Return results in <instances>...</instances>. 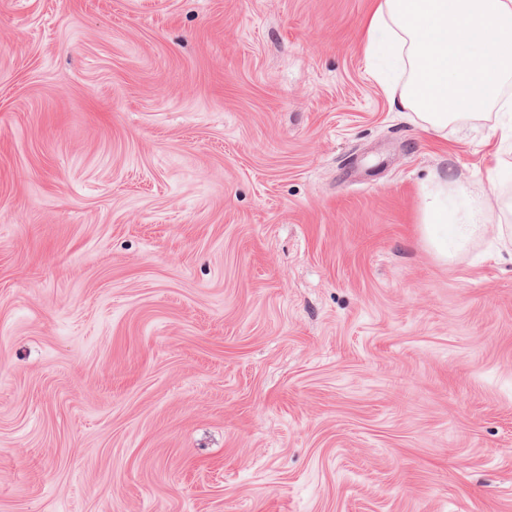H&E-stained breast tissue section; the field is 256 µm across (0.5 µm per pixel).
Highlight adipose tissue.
I'll return each mask as SVG.
<instances>
[{"instance_id":"adipose-tissue-1","label":"adipose tissue","mask_w":512,"mask_h":512,"mask_svg":"<svg viewBox=\"0 0 512 512\" xmlns=\"http://www.w3.org/2000/svg\"><path fill=\"white\" fill-rule=\"evenodd\" d=\"M366 26L369 55L389 57L407 73L398 105L424 128L443 133L498 105L490 132L500 147L490 172L496 183L512 176V102L500 90L512 74V0H378ZM422 219L441 262L487 238L512 257V198H489L436 170L424 187Z\"/></svg>"}]
</instances>
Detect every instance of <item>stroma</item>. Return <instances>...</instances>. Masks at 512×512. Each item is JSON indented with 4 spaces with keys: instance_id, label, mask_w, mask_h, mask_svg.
Wrapping results in <instances>:
<instances>
[{
    "instance_id": "1",
    "label": "stroma",
    "mask_w": 512,
    "mask_h": 512,
    "mask_svg": "<svg viewBox=\"0 0 512 512\" xmlns=\"http://www.w3.org/2000/svg\"><path fill=\"white\" fill-rule=\"evenodd\" d=\"M375 0H0V512H512V263L436 260Z\"/></svg>"
}]
</instances>
